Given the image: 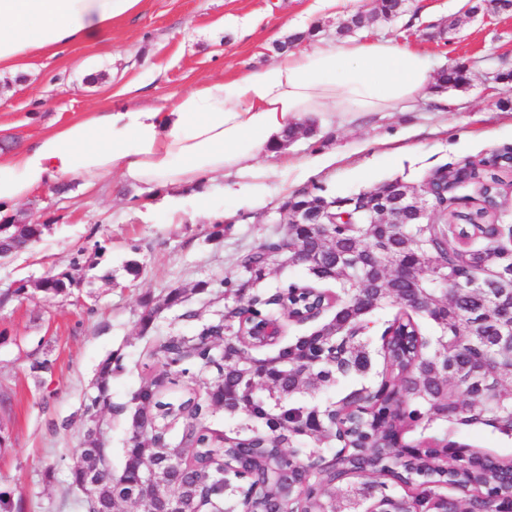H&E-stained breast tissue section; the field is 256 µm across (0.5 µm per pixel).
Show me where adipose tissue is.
Returning a JSON list of instances; mask_svg holds the SVG:
<instances>
[{
    "mask_svg": "<svg viewBox=\"0 0 512 512\" xmlns=\"http://www.w3.org/2000/svg\"><path fill=\"white\" fill-rule=\"evenodd\" d=\"M140 0H0V73L93 44ZM422 53L392 39L348 38L290 50L236 77L207 78L161 108L103 104L0 159V220L60 180L116 176L153 187H190L207 176L261 178V157L305 117L393 112L425 96Z\"/></svg>",
    "mask_w": 512,
    "mask_h": 512,
    "instance_id": "ef3b65f1",
    "label": "adipose tissue"
}]
</instances>
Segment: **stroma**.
<instances>
[{
  "mask_svg": "<svg viewBox=\"0 0 512 512\" xmlns=\"http://www.w3.org/2000/svg\"><path fill=\"white\" fill-rule=\"evenodd\" d=\"M464 0H410L398 19L368 30L425 53L435 68L467 63L478 78L449 91L448 106L431 103L436 92L396 112L355 121L329 117L311 133L269 153L261 163V204L226 194L223 178L208 177L195 192L205 213L172 212L166 197L183 189L131 186L107 177L93 188L68 181L37 191L16 207L15 218L46 225L34 246L0 262V291L18 280H37L69 268L81 250L101 244L95 268L81 267L77 288L45 298L36 289L0 305V491L14 512H85L84 495L69 484L68 467L79 453L83 411L95 395L100 365L120 359L102 427L120 472L130 437V396L148 378L161 377L169 394L189 379L161 376L147 355L156 336H191L223 311V301L196 292L198 282L236 280L239 257L282 232L279 206L288 195L319 190L349 196L383 182L414 183L441 166L512 148V11L468 18ZM348 11L321 12L315 0H140L136 13L113 20L104 43L72 45L37 59L20 77H0V154L8 155L43 133L111 100L166 105L170 96L213 76H238L273 62L277 43L312 26V45H334ZM251 30L242 33L241 19ZM327 166L314 170L312 159ZM141 266L126 273L128 261ZM187 292L185 306L162 304L169 289ZM161 309L150 334L140 332L144 297ZM49 369H37L41 360ZM454 441L499 457H512V438L492 427L461 426Z\"/></svg>",
  "mask_w": 512,
  "mask_h": 512,
  "instance_id": "obj_1",
  "label": "stroma"
}]
</instances>
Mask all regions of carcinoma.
Returning <instances> with one entry per match:
<instances>
[{"label":"carcinoma","instance_id":"obj_1","mask_svg":"<svg viewBox=\"0 0 512 512\" xmlns=\"http://www.w3.org/2000/svg\"><path fill=\"white\" fill-rule=\"evenodd\" d=\"M406 11L405 0H374L336 27L345 38ZM437 87L460 90L473 73L456 63L435 75ZM508 168L495 156L467 160L433 173L437 204L457 221L451 230L434 224H361L351 197L336 198V223L288 225L238 261L241 276L225 282L216 297L233 299L224 315L193 336H167L149 357L183 377L212 373L214 379L172 400L160 379L145 380L132 395L130 446L122 470L106 466L108 448L98 413L108 407V386L121 371L106 360L95 379L97 394L86 406L87 423L70 486L84 492L87 512H201L209 502L223 512L249 505L276 512L287 497L297 512H512V457H492L446 437L402 435L424 425H488L512 436V288L500 277L503 246L512 225L499 223L489 205L505 184ZM470 184L482 204L459 203L457 190ZM320 196L303 192L283 206L312 205ZM46 225L18 224L0 233V254L8 257L39 241ZM481 242L483 246L475 247ZM269 253L313 258L312 277L336 285V303L310 334L263 357L252 355L241 321L298 317L328 290L293 283L265 298L248 289L252 272ZM49 276L38 286L48 299L70 294L78 283L72 270ZM388 321L376 352L383 359L373 379L320 406L297 395L333 386L372 371L370 323L389 304ZM437 326L430 340L420 319ZM220 350H215V346ZM222 408L242 416V432L223 435L202 423ZM182 423L181 447L167 446L169 427ZM348 449L339 468H321L326 449ZM159 474L166 493L148 481ZM368 479L354 484L351 478ZM138 497L132 501L128 491Z\"/></svg>","mask_w":512,"mask_h":512}]
</instances>
